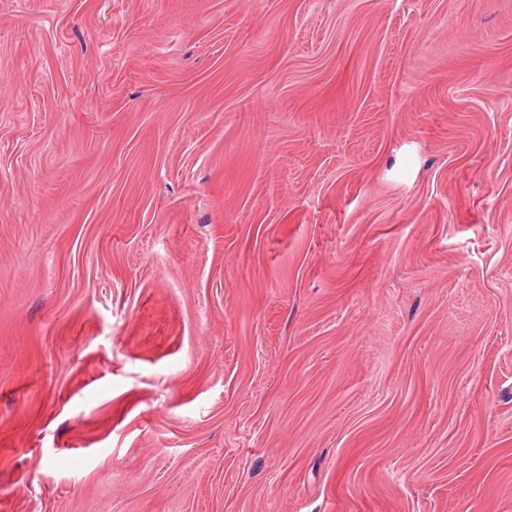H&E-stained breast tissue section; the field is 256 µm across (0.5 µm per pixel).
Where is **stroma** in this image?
<instances>
[{
    "label": "stroma",
    "mask_w": 512,
    "mask_h": 512,
    "mask_svg": "<svg viewBox=\"0 0 512 512\" xmlns=\"http://www.w3.org/2000/svg\"><path fill=\"white\" fill-rule=\"evenodd\" d=\"M0 512H512V0H0Z\"/></svg>",
    "instance_id": "obj_1"
}]
</instances>
